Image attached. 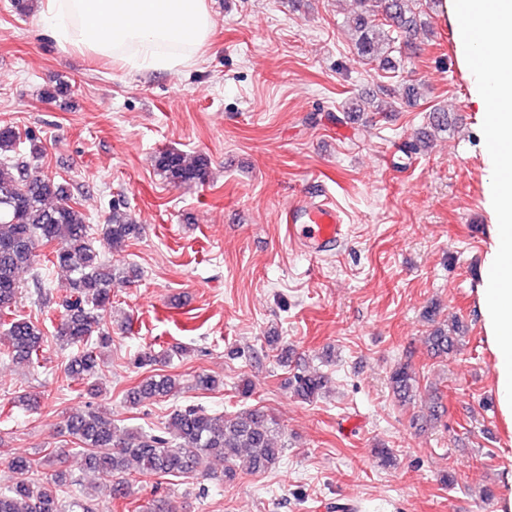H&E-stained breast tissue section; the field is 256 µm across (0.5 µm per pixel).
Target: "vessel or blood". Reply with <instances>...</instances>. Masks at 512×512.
Here are the masks:
<instances>
[{
	"instance_id": "obj_1",
	"label": "vessel or blood",
	"mask_w": 512,
	"mask_h": 512,
	"mask_svg": "<svg viewBox=\"0 0 512 512\" xmlns=\"http://www.w3.org/2000/svg\"><path fill=\"white\" fill-rule=\"evenodd\" d=\"M285 222L291 241L313 257L335 252L349 235L341 211L329 199L317 195L291 204Z\"/></svg>"
}]
</instances>
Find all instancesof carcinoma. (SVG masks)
<instances>
[{"instance_id": "carcinoma-1", "label": "carcinoma", "mask_w": 512, "mask_h": 512, "mask_svg": "<svg viewBox=\"0 0 512 512\" xmlns=\"http://www.w3.org/2000/svg\"><path fill=\"white\" fill-rule=\"evenodd\" d=\"M362 2L364 9L347 20L354 47L366 61L394 73V56L412 48L423 8L430 7L432 0ZM42 153L38 139L24 142L13 127L0 126V325L7 340L6 353L13 360L30 363L38 359L48 342L42 322L15 317L23 290L19 274L24 269L32 271L31 282L41 302L61 309L53 340L73 350L67 371L92 395L100 349L112 343V333L103 322L104 312L112 308V283L128 281L136 273L112 266L94 247L87 217L65 184L33 171L31 163ZM154 166L172 186H192L206 181L210 159L203 153L165 149L155 155ZM141 230L128 208L114 203L101 236L110 250L118 251ZM47 244L54 249L45 256V263L67 273L65 295L57 299L36 266L37 248ZM459 342L457 324H440L427 337L428 347L439 356L454 351ZM324 383L322 375H297L294 391L311 402ZM389 384L394 396L406 401L417 388V372L410 363H399ZM178 387L175 377L155 374L127 390L124 399L138 407L157 402ZM65 429L83 456L86 470L112 477L106 492L113 500L130 496L129 475L180 478L203 473L207 464L220 460L224 477L231 480L241 457H246L251 471L265 472L279 463L285 449L277 421L260 408L226 417L189 405L173 409L164 430L135 433L118 429L101 411L87 410L69 416ZM61 459L55 450L39 459L11 458L8 465L15 479L0 488V512H97L99 503L93 495L60 497L57 487L66 481L65 473L32 478L35 469Z\"/></svg>"}]
</instances>
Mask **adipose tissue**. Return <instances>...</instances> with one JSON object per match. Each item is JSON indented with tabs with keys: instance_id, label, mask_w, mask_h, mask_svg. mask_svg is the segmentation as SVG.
<instances>
[{
	"instance_id": "1",
	"label": "adipose tissue",
	"mask_w": 512,
	"mask_h": 512,
	"mask_svg": "<svg viewBox=\"0 0 512 512\" xmlns=\"http://www.w3.org/2000/svg\"><path fill=\"white\" fill-rule=\"evenodd\" d=\"M41 16L62 49L149 71L182 66L212 30L206 0H43Z\"/></svg>"
}]
</instances>
